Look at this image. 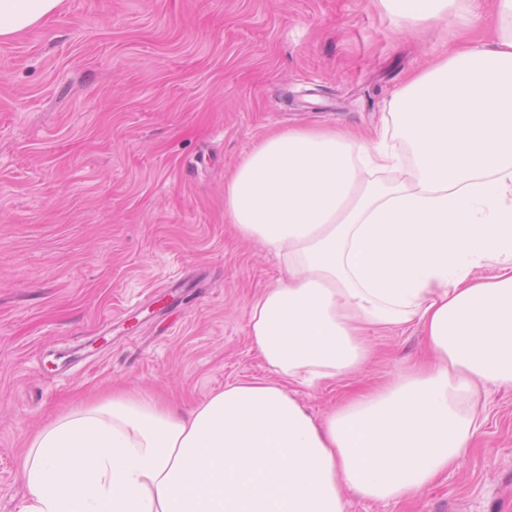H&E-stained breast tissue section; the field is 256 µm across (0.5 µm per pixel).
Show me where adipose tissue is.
<instances>
[{
	"label": "adipose tissue",
	"instance_id": "obj_1",
	"mask_svg": "<svg viewBox=\"0 0 512 512\" xmlns=\"http://www.w3.org/2000/svg\"><path fill=\"white\" fill-rule=\"evenodd\" d=\"M63 0H0V37ZM385 133L278 129L224 185V217L285 272L253 301L276 373L188 412L126 390L54 419L22 461V512H346L458 462L478 395L512 385V35L410 77ZM495 267L489 278L474 268ZM421 329L424 361L314 419L291 391L363 368L375 329Z\"/></svg>",
	"mask_w": 512,
	"mask_h": 512
}]
</instances>
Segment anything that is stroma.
<instances>
[{
  "label": "stroma",
  "instance_id": "35a3bbf8",
  "mask_svg": "<svg viewBox=\"0 0 512 512\" xmlns=\"http://www.w3.org/2000/svg\"><path fill=\"white\" fill-rule=\"evenodd\" d=\"M468 0L418 24L382 0H64L0 39V512H21L29 437L123 387L186 411L273 373L251 304L278 259L224 222V182L270 130H383L409 77L486 24ZM373 335L357 373L298 387L315 418L417 357ZM459 462L412 498L347 512H512V387L482 398Z\"/></svg>",
  "mask_w": 512,
  "mask_h": 512
}]
</instances>
